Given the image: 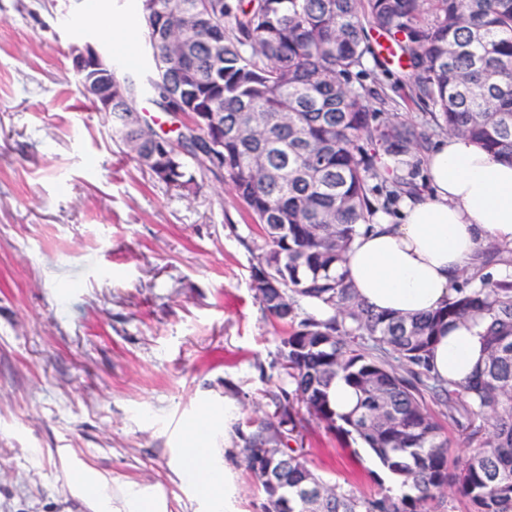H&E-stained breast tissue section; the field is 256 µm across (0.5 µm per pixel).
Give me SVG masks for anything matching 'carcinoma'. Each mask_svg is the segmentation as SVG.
<instances>
[{"label": "carcinoma", "instance_id": "1", "mask_svg": "<svg viewBox=\"0 0 512 512\" xmlns=\"http://www.w3.org/2000/svg\"><path fill=\"white\" fill-rule=\"evenodd\" d=\"M151 69L112 72V137L155 179L183 194L209 177L228 182L265 242L252 265L264 311L283 328L278 359L287 382L265 390L272 416L236 427L246 469L272 501L273 464L288 484V512H440L455 491L467 512H512V280L466 281L448 303L412 319L374 312L338 273L357 227L417 190L407 157L440 135H462L512 158V0H155L138 12ZM386 37L419 122L381 120L376 88L360 82L369 35ZM211 119L177 146L157 142L147 119L118 122L132 103ZM224 137V161L210 143ZM392 158L382 170L375 146ZM512 262V248L481 251ZM304 298L333 310L299 313ZM486 322L487 360L457 383L432 373L430 352L449 323ZM342 379L357 395L336 411ZM443 408L466 453L449 457L430 404ZM344 440H360L408 491L364 496L317 475L285 438L301 412Z\"/></svg>", "mask_w": 512, "mask_h": 512}]
</instances>
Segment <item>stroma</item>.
Segmentation results:
<instances>
[{"instance_id":"35a3bbf8","label":"stroma","mask_w":512,"mask_h":512,"mask_svg":"<svg viewBox=\"0 0 512 512\" xmlns=\"http://www.w3.org/2000/svg\"><path fill=\"white\" fill-rule=\"evenodd\" d=\"M136 17L132 0H0V512H129L133 491L211 512L184 451L204 417L227 512H260L235 432L281 378L250 278L260 228L222 181L184 197L152 179L75 85L71 46L119 56L113 21L147 67ZM364 81L388 90L383 115L419 118L396 64ZM303 446L326 481L388 490L361 443L312 419Z\"/></svg>"}]
</instances>
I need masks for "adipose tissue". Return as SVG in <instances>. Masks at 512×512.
<instances>
[{
  "mask_svg": "<svg viewBox=\"0 0 512 512\" xmlns=\"http://www.w3.org/2000/svg\"><path fill=\"white\" fill-rule=\"evenodd\" d=\"M424 192L406 197L397 214L379 211L363 225L342 266L357 296L379 313L411 317L444 306L481 245L512 247V159L495 157L466 137L437 140L421 158ZM483 328L449 324L432 349L436 371L462 381L485 360ZM207 425L189 423L185 441L214 512L224 509V480L199 443Z\"/></svg>",
  "mask_w": 512,
  "mask_h": 512,
  "instance_id": "obj_1",
  "label": "adipose tissue"
}]
</instances>
